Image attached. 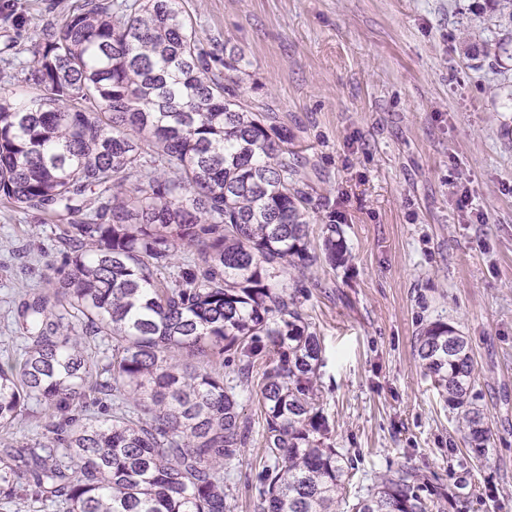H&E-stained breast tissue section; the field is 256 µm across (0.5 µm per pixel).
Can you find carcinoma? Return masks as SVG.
Returning <instances> with one entry per match:
<instances>
[{"label": "carcinoma", "mask_w": 512, "mask_h": 512, "mask_svg": "<svg viewBox=\"0 0 512 512\" xmlns=\"http://www.w3.org/2000/svg\"><path fill=\"white\" fill-rule=\"evenodd\" d=\"M217 61L181 0H83L0 93V201L56 217L70 252L51 293L17 310L22 353L0 361V428L35 405L52 417L0 454V492L64 512H235L224 482L248 447L239 399L258 367L261 512H448V488L407 466L349 498L358 467L331 442L320 337L284 283L318 259L311 196L288 129L244 105ZM321 251L346 260L337 225ZM89 336L110 339L105 364ZM415 351L483 453L466 337L438 319ZM96 394L112 414H84Z\"/></svg>", "instance_id": "carcinoma-1"}]
</instances>
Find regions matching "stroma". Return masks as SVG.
I'll return each mask as SVG.
<instances>
[{"label": "stroma", "instance_id": "35a3bbf8", "mask_svg": "<svg viewBox=\"0 0 512 512\" xmlns=\"http://www.w3.org/2000/svg\"><path fill=\"white\" fill-rule=\"evenodd\" d=\"M79 0H0V89ZM206 48L240 56L239 94L288 130L311 195L310 240L339 225L349 257L290 273L321 339V403L358 478L408 465L444 484L450 512H512V59L485 55L496 27L478 0H183ZM473 206L459 210L460 194ZM60 230L0 203V358L44 276L68 271ZM466 336L474 401L491 429L483 459L414 350L434 320ZM226 487L249 483L263 424Z\"/></svg>", "mask_w": 512, "mask_h": 512}]
</instances>
